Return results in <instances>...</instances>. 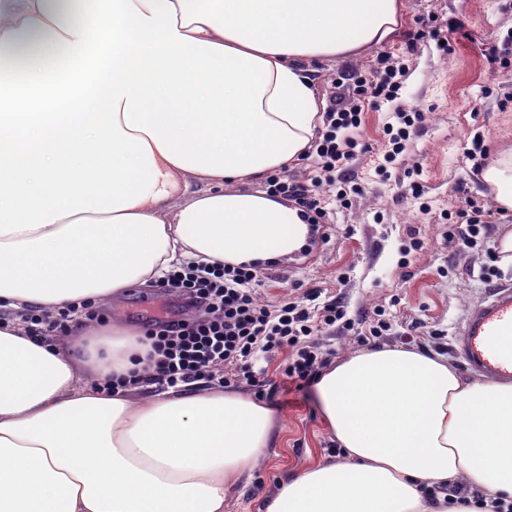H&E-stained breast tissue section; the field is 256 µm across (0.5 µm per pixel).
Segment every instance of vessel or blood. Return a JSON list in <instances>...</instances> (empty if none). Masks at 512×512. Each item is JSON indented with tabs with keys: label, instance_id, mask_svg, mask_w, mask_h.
Instances as JSON below:
<instances>
[{
	"label": "vessel or blood",
	"instance_id": "1",
	"mask_svg": "<svg viewBox=\"0 0 512 512\" xmlns=\"http://www.w3.org/2000/svg\"><path fill=\"white\" fill-rule=\"evenodd\" d=\"M512 284L489 286L485 300L474 308L461 331L458 347L468 364L492 379L512 378Z\"/></svg>",
	"mask_w": 512,
	"mask_h": 512
}]
</instances>
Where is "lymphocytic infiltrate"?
Returning <instances> with one entry per match:
<instances>
[{"instance_id":"1","label":"lymphocytic infiltrate","mask_w":512,"mask_h":512,"mask_svg":"<svg viewBox=\"0 0 512 512\" xmlns=\"http://www.w3.org/2000/svg\"><path fill=\"white\" fill-rule=\"evenodd\" d=\"M389 55L377 58L378 65L355 84L337 81L323 112V127L312 139L300 161L309 173L299 178L290 168L268 175L263 188L288 201L308 224L309 241H325L329 212L324 206L326 190H334L339 203H346L349 168L359 144L363 108L372 102L397 98L400 84L379 79L378 66L389 63ZM449 225V236L472 241L487 236L492 228L491 209L473 198H465ZM262 268L189 261L173 267L158 280L160 288L187 296L198 315L192 319L155 323L146 338L150 365L144 372L112 378L115 389L141 384L180 388L198 381L221 387L243 380L260 386L255 364L261 354L275 349L289 352L284 370L288 385L303 388L315 382L332 363L331 353L321 351L316 337L324 328L352 330L355 324L348 308L335 298L319 302L318 291H309L306 304L289 299L271 306L261 303L255 288L262 282ZM89 303L70 306L50 314L29 310L27 320L42 336L68 334L81 319H96Z\"/></svg>"}]
</instances>
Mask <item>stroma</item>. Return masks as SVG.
Returning <instances> with one entry per match:
<instances>
[{
	"label": "stroma",
	"instance_id": "obj_1",
	"mask_svg": "<svg viewBox=\"0 0 512 512\" xmlns=\"http://www.w3.org/2000/svg\"><path fill=\"white\" fill-rule=\"evenodd\" d=\"M400 26L392 41L357 54L318 62V96L328 98L333 79L367 73L380 53L402 57L396 77L397 99L366 106L363 142L351 165L349 206L327 201L328 240L312 252L296 253L271 268L272 278L258 289L262 300L276 303L299 297L311 287L323 299L342 297L350 317L384 312L392 328L384 346H403L448 359L467 379L478 378L456 349L468 312L486 296L490 281L512 283V266L496 255L503 234L512 232V210L494 225L489 241L463 247L448 237L447 217L462 196L495 208L483 179L468 171L487 148L495 162L512 148V80L492 79L489 52L512 40V0H404ZM458 20L455 50L443 52L425 38L409 43L421 28ZM393 112H421L403 150L391 154L384 125ZM423 195H416L415 185ZM423 242L413 250L409 229ZM107 320L146 330L155 320L189 319L195 311L175 292L133 287L104 304ZM287 351L266 354L261 399L272 409L276 426L249 482L224 499V512H262L281 481L301 467L335 461L337 443L323 424L311 389L288 388L282 371Z\"/></svg>",
	"mask_w": 512,
	"mask_h": 512
}]
</instances>
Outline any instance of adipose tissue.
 Masks as SVG:
<instances>
[{
  "label": "adipose tissue",
  "mask_w": 512,
  "mask_h": 512,
  "mask_svg": "<svg viewBox=\"0 0 512 512\" xmlns=\"http://www.w3.org/2000/svg\"><path fill=\"white\" fill-rule=\"evenodd\" d=\"M403 7L0 0V512H224L268 444L263 401L106 390L145 354L137 329L51 344L23 315L151 286L182 259L298 252L307 224L255 183L323 125L314 62L389 41ZM314 391L342 459L302 469L266 512H448L422 490L458 480L512 499V383L380 347Z\"/></svg>",
  "instance_id": "1"
}]
</instances>
